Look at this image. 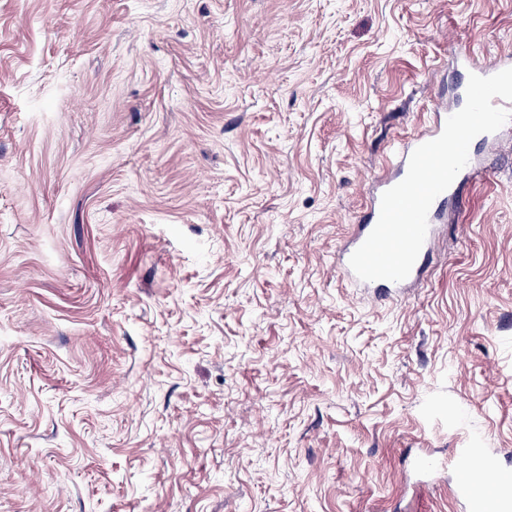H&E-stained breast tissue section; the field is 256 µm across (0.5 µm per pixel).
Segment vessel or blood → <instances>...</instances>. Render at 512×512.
I'll return each mask as SVG.
<instances>
[{"label":"vessel or blood","instance_id":"b4317fda","mask_svg":"<svg viewBox=\"0 0 512 512\" xmlns=\"http://www.w3.org/2000/svg\"><path fill=\"white\" fill-rule=\"evenodd\" d=\"M459 61L467 73L483 77L512 67V60L505 58L489 65H476L471 51L466 47L461 48ZM450 114V109L439 108L432 126L398 148L396 175L375 182L362 223L355 225L352 234L338 251L336 267L344 278L352 282L357 279L350 266V257L375 227L383 193L405 178L412 152L421 144L437 138ZM455 487L466 512H512V470L501 467L479 443L458 449Z\"/></svg>","mask_w":512,"mask_h":512}]
</instances>
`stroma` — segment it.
Returning <instances> with one entry per match:
<instances>
[{
    "instance_id": "obj_1",
    "label": "stroma",
    "mask_w": 512,
    "mask_h": 512,
    "mask_svg": "<svg viewBox=\"0 0 512 512\" xmlns=\"http://www.w3.org/2000/svg\"><path fill=\"white\" fill-rule=\"evenodd\" d=\"M461 42L512 0H0V512H462L455 449L512 461V128L420 283L336 273Z\"/></svg>"
}]
</instances>
